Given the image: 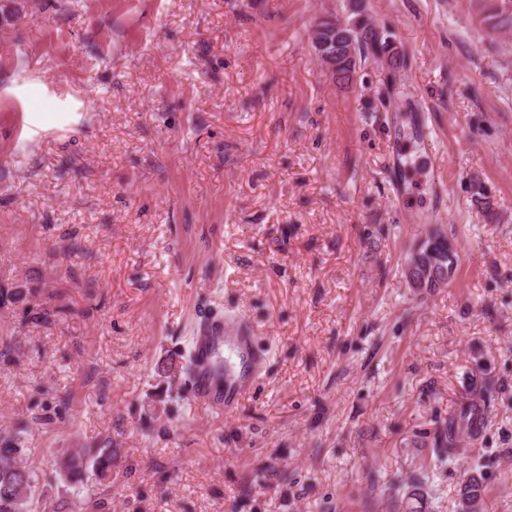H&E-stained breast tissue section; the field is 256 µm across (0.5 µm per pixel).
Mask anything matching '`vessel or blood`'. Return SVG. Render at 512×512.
Returning a JSON list of instances; mask_svg holds the SVG:
<instances>
[{
  "label": "vessel or blood",
  "mask_w": 512,
  "mask_h": 512,
  "mask_svg": "<svg viewBox=\"0 0 512 512\" xmlns=\"http://www.w3.org/2000/svg\"><path fill=\"white\" fill-rule=\"evenodd\" d=\"M192 361V403L207 411H228L251 391L261 357L243 321L213 313L199 321Z\"/></svg>",
  "instance_id": "obj_1"
}]
</instances>
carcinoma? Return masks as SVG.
Here are the masks:
<instances>
[{
  "instance_id": "obj_1",
  "label": "carcinoma",
  "mask_w": 512,
  "mask_h": 512,
  "mask_svg": "<svg viewBox=\"0 0 512 512\" xmlns=\"http://www.w3.org/2000/svg\"><path fill=\"white\" fill-rule=\"evenodd\" d=\"M318 26L336 40L338 65L332 72L340 82L352 81L358 59L388 52L386 38L366 20L343 29L330 20L321 21ZM471 195L484 211L491 212L493 202L480 182L471 184ZM457 261V251L448 247V238L435 232L428 234L418 250L412 253L410 263L414 264L413 275L423 287L436 288L450 278ZM465 434L466 417L450 423L448 435L440 442L441 447L448 449V457H453L457 438ZM28 456L29 449L20 440V433L0 439V512H35L37 508L40 512H66L63 502H51L36 494L38 475L28 464ZM53 465L60 479L67 484L82 483L89 472L100 480H108L112 477V447L63 452L55 456ZM459 496L462 512H482L481 486L476 478L469 479L460 488Z\"/></svg>"
}]
</instances>
